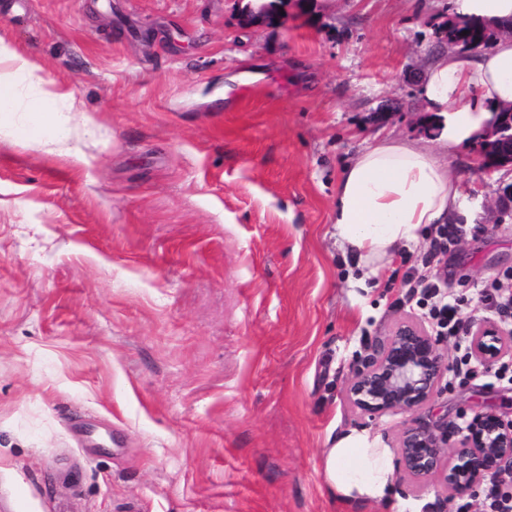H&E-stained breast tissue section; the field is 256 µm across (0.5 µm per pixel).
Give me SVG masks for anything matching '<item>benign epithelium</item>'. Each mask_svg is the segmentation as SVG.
Returning <instances> with one entry per match:
<instances>
[{"label": "benign epithelium", "instance_id": "obj_1", "mask_svg": "<svg viewBox=\"0 0 512 512\" xmlns=\"http://www.w3.org/2000/svg\"><path fill=\"white\" fill-rule=\"evenodd\" d=\"M244 22L276 29L285 24V15L277 10L270 16L266 9L250 6ZM476 154L484 173L512 167L511 108L495 114L476 141ZM443 342L445 337L416 322L400 324L353 371L347 400L370 416L421 410L435 398L448 371L440 353ZM471 346L476 359L489 365L512 349V336L506 338L496 325L488 324L472 334ZM396 452L405 477L420 484L435 480L446 493L464 494L489 474L512 473V420L492 411L480 413L453 443L448 442V430L419 422L402 433Z\"/></svg>", "mask_w": 512, "mask_h": 512}]
</instances>
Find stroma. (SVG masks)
<instances>
[{
	"mask_svg": "<svg viewBox=\"0 0 512 512\" xmlns=\"http://www.w3.org/2000/svg\"><path fill=\"white\" fill-rule=\"evenodd\" d=\"M249 0H0V39L103 128L76 163L0 129V512H396L347 506L322 474L330 433L396 448L449 430L512 382L473 362L416 413L372 417L352 369L422 311L418 277L485 325L481 291L512 278V170L448 162L470 224L435 227L374 291L336 250L343 166L387 135L430 146L421 78L450 0H309L286 27ZM392 110L371 118L380 105ZM419 512H481L395 477ZM281 10H275L274 15L267 14L264 8H247V14L244 18L246 24H257L265 28H280L285 24V15L280 14Z\"/></svg>",
	"mask_w": 512,
	"mask_h": 512,
	"instance_id": "1",
	"label": "stroma"
}]
</instances>
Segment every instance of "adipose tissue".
Masks as SVG:
<instances>
[{
  "label": "adipose tissue",
  "instance_id": "ef3b65f1",
  "mask_svg": "<svg viewBox=\"0 0 512 512\" xmlns=\"http://www.w3.org/2000/svg\"><path fill=\"white\" fill-rule=\"evenodd\" d=\"M14 61L34 93L21 99L0 73V112H57L74 106L71 93L45 79L40 67L0 41V61ZM420 96L438 131L437 147L384 139L364 147L341 173L334 211L336 246L350 258L348 278L361 290L378 286L387 263L418 243L428 225L462 213L461 186L448 166V149L472 140L496 112L512 106V37L477 55L448 50L426 68ZM333 496L346 504L390 505L393 458L381 437L350 429L330 437L322 461Z\"/></svg>",
  "mask_w": 512,
  "mask_h": 512
}]
</instances>
